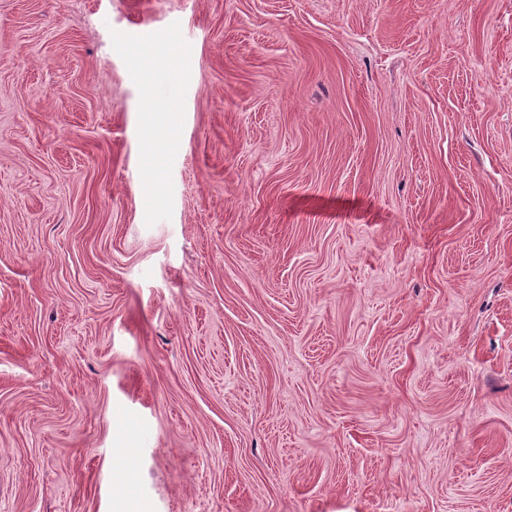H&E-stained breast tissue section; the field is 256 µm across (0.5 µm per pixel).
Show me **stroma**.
<instances>
[{"mask_svg": "<svg viewBox=\"0 0 512 512\" xmlns=\"http://www.w3.org/2000/svg\"><path fill=\"white\" fill-rule=\"evenodd\" d=\"M0 512H512V0H0Z\"/></svg>", "mask_w": 512, "mask_h": 512, "instance_id": "stroma-1", "label": "stroma"}]
</instances>
